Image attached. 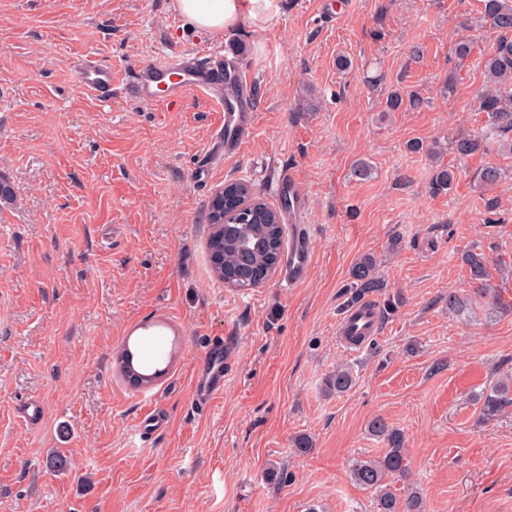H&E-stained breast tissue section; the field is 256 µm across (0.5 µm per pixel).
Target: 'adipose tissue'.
Masks as SVG:
<instances>
[{
	"instance_id": "1",
	"label": "adipose tissue",
	"mask_w": 512,
	"mask_h": 512,
	"mask_svg": "<svg viewBox=\"0 0 512 512\" xmlns=\"http://www.w3.org/2000/svg\"><path fill=\"white\" fill-rule=\"evenodd\" d=\"M170 8L189 27L219 35L246 26L267 29L281 6L280 0H171Z\"/></svg>"
}]
</instances>
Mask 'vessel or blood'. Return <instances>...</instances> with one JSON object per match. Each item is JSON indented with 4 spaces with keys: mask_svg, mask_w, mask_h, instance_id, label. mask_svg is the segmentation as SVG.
Masks as SVG:
<instances>
[{
    "mask_svg": "<svg viewBox=\"0 0 512 512\" xmlns=\"http://www.w3.org/2000/svg\"><path fill=\"white\" fill-rule=\"evenodd\" d=\"M74 72L80 86L98 96L112 92V66L95 57H84ZM243 75L240 57L216 54L199 58L184 54L171 59H158L140 67L133 78L135 92L148 104L165 102L180 104L189 93H197L216 103L221 111L217 126V153L223 157L239 154L246 145L255 119L247 96L225 98L222 88L226 79ZM277 192L285 193L281 209L283 223L292 230V240L282 258L281 283L293 287L303 282L311 269L312 238L309 232L306 192L292 171H281L276 177ZM380 328L376 308L363 302L340 323L338 333L345 346L360 349L377 335ZM228 373L224 347H206L196 373L195 401L207 405L224 389Z\"/></svg>",
    "mask_w": 512,
    "mask_h": 512,
    "instance_id": "1",
    "label": "vessel or blood"
}]
</instances>
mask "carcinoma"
<instances>
[{"instance_id":"1","label":"carcinoma","mask_w":512,"mask_h":512,"mask_svg":"<svg viewBox=\"0 0 512 512\" xmlns=\"http://www.w3.org/2000/svg\"><path fill=\"white\" fill-rule=\"evenodd\" d=\"M481 23L496 29L499 39L485 55L483 70L486 88L476 97V111L485 114L483 133L477 136H458L451 141V148L460 159L477 153L485 154L493 147L512 154V0H481ZM417 108L421 100L417 97L404 99L398 93L390 94L385 102V111L395 112L404 106ZM504 170L498 166L487 165L474 176L480 187H490L500 181ZM455 180L452 169L440 164L434 168L432 185L437 191L451 189ZM225 204L230 207L235 196L252 201L255 208L256 223L248 225L250 236L267 240V249L261 254H253L241 248L238 238L226 231V223L220 218L210 223L208 246L223 248L224 270L214 274L221 280L241 283L249 278L259 277L263 270L270 267L274 257L283 256L281 242L280 213L278 210L255 196L252 185L245 179H239L225 186ZM462 266L468 271L470 283L474 284V294L493 306L497 296L489 287V259L485 252L473 248L461 253ZM378 261L375 256H362L350 271V287L353 295L350 304H356L369 294L378 293L384 288V282L377 275ZM353 371L348 365H338L324 379V391L338 396L347 393L354 385ZM508 380L497 382L483 404V413L489 417L509 403L507 393ZM373 434L386 444L384 454L377 458L363 457L353 460L350 475L355 484L368 490L377 497V512H424L423 498L420 492L408 489L399 494L392 486L395 479L406 476L408 472L405 438L381 418L373 420Z\"/></svg>"}]
</instances>
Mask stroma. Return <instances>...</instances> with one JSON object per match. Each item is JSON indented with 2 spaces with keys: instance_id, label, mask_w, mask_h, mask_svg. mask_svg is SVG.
<instances>
[{
  "instance_id": "1",
  "label": "stroma",
  "mask_w": 512,
  "mask_h": 512,
  "mask_svg": "<svg viewBox=\"0 0 512 512\" xmlns=\"http://www.w3.org/2000/svg\"><path fill=\"white\" fill-rule=\"evenodd\" d=\"M480 7L282 0L270 28L212 35L169 0H0V176L15 191L0 204V512H376L349 469L384 453L378 417L406 441L410 475L395 487L420 489L425 512H512V403L482 411L512 375V155L447 147L485 123L475 98L499 34ZM233 44L247 48L255 126L241 154L216 160L213 102L153 106L127 83L159 56ZM86 54L120 78L110 98L76 81ZM394 90L420 107L386 111ZM361 161L370 177L355 175ZM438 163L456 170L452 189H433ZM489 163L506 177L477 188ZM283 169L306 191L310 273L239 292L212 273L210 205L241 178L278 205ZM470 244L494 259L499 304L473 298L458 315L448 294L470 295L458 257ZM367 253L402 303L350 352L336 325ZM219 337L230 370L200 408L195 368ZM126 343L163 369L153 386L120 377ZM340 363L356 384L326 395ZM31 398L43 412L27 425L15 409ZM153 409L161 424L139 434ZM300 434L309 453L293 448ZM56 451L65 471L48 465ZM273 464L282 483L265 478ZM508 391L509 384L507 378L497 382L490 390V394L485 398L483 413L489 417L496 416L506 404L510 403L506 396Z\"/></svg>"
}]
</instances>
